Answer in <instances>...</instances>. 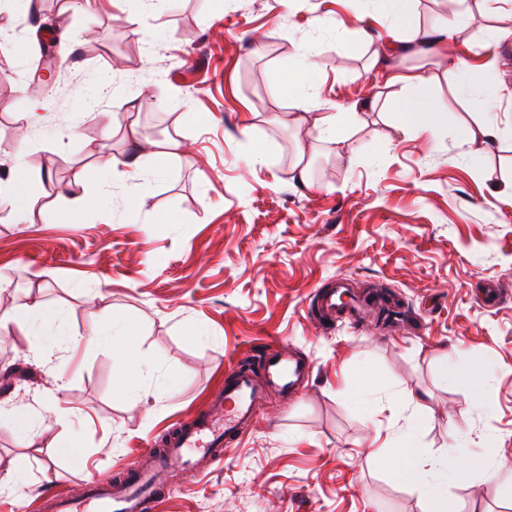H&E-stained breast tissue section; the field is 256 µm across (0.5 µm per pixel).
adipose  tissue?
Returning a JSON list of instances; mask_svg holds the SVG:
<instances>
[{"label":"adipose tissue","instance_id":"ef3b65f1","mask_svg":"<svg viewBox=\"0 0 512 512\" xmlns=\"http://www.w3.org/2000/svg\"><path fill=\"white\" fill-rule=\"evenodd\" d=\"M412 0H383L388 20L387 29L391 35L408 31L406 49L447 59L449 43H464L469 39V29L464 14L459 12L439 17L427 27L415 23L411 14ZM408 85V93L400 100L402 125L419 135L434 131L446 119L447 107L431 92V81L420 75L407 76L398 72L386 75V86ZM181 143L169 139L148 153L121 159L116 156L102 157L100 166L112 173L130 187H137L147 174L166 168L169 159ZM34 173L26 167L15 168L7 177L0 178V198L10 199L14 213L22 224L35 223L37 213L32 193ZM57 320L56 314L46 312L36 302L15 306L8 315L0 316V330L27 328L30 335L46 334ZM95 339L111 348L118 377L125 388H134L143 372L145 361L140 353L141 336L138 325L126 318H116L114 323L99 326ZM420 418L410 414L404 425L387 434L386 443L396 444L401 454L394 471L404 482L418 488L421 493V512H448V501L441 494V488L449 479L461 478L469 472V458L465 453L454 457L431 454L421 448L418 440Z\"/></svg>","mask_w":512,"mask_h":512}]
</instances>
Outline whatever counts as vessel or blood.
<instances>
[{"label": "vessel or blood", "instance_id": "b4317fda", "mask_svg": "<svg viewBox=\"0 0 512 512\" xmlns=\"http://www.w3.org/2000/svg\"><path fill=\"white\" fill-rule=\"evenodd\" d=\"M262 362L263 381H256L248 369L231 366L223 393L208 411L170 432L161 447L149 448L144 462L121 479H93L79 495L52 497L54 512H153L175 491V470L223 464L226 446L248 425L255 401L270 389L297 390L309 372L306 363L281 351L264 354Z\"/></svg>", "mask_w": 512, "mask_h": 512}]
</instances>
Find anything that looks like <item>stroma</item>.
Here are the masks:
<instances>
[{"label":"stroma","instance_id":"stroma-1","mask_svg":"<svg viewBox=\"0 0 512 512\" xmlns=\"http://www.w3.org/2000/svg\"><path fill=\"white\" fill-rule=\"evenodd\" d=\"M18 2L0 0V176L21 160L46 178L36 223L0 200V270L22 282L11 300L57 314L44 342L66 364L35 359L20 329L0 332V409L32 414L26 433L0 420V476L22 482L0 491V512H40L46 495L115 478L207 410L229 364L285 345L311 367L305 386L267 391L223 465L182 472L156 512H420L419 491L392 470L399 448H372L408 414L401 389L421 404L422 447L479 459L445 487L449 512H512V495L486 479L512 466V0H465L464 74L386 54L384 65L431 76L447 105L429 136L403 128L404 89L384 87L373 62L389 40L376 0ZM493 27L508 35L490 87ZM302 45L317 97L305 113L275 87ZM325 112L350 113L355 162L318 138ZM487 124L501 131L491 145ZM171 138L181 146L164 173L132 194L115 183L81 223L55 219L76 181L104 180L100 155ZM338 280L386 289L398 321L314 319L316 289ZM491 289L499 302L486 301ZM113 313L143 330L149 365L131 391L94 339ZM446 355L486 364L480 400L465 379L440 382ZM65 436L80 456L62 452Z\"/></svg>","mask_w":512,"mask_h":512}]
</instances>
